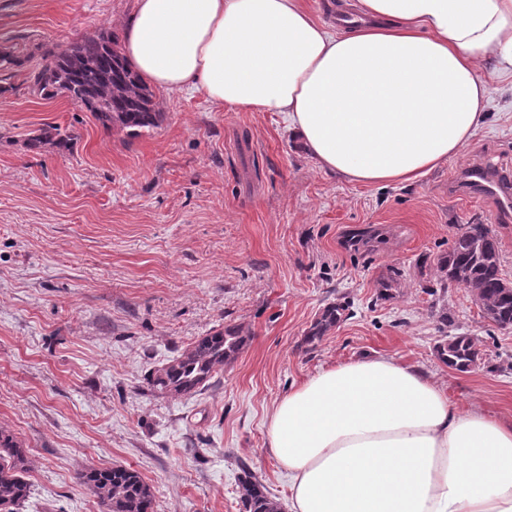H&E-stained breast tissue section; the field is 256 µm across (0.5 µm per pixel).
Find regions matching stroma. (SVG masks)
Here are the masks:
<instances>
[{"label":"stroma","mask_w":512,"mask_h":512,"mask_svg":"<svg viewBox=\"0 0 512 512\" xmlns=\"http://www.w3.org/2000/svg\"><path fill=\"white\" fill-rule=\"evenodd\" d=\"M133 0H0V50L24 57L0 94V428L27 451L21 512H101L88 468L122 465L155 512H240L250 470L280 503L288 476L266 418L295 383L374 353L425 370L460 406L512 416V327L470 289L441 286L438 257L489 225L512 283V220L466 187L467 169L512 174V77L481 64L485 124L448 162L407 184L325 173L274 112L156 91L163 120L135 137L103 130L70 98L31 94L50 49L122 33ZM58 126L70 149H31ZM332 302L345 317L304 338ZM242 327L247 344L190 398L152 373L200 336ZM467 334L476 366L437 348Z\"/></svg>","instance_id":"1"}]
</instances>
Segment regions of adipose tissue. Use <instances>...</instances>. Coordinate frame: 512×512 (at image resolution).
Here are the masks:
<instances>
[{
	"label": "adipose tissue",
	"instance_id": "ef3b65f1",
	"mask_svg": "<svg viewBox=\"0 0 512 512\" xmlns=\"http://www.w3.org/2000/svg\"><path fill=\"white\" fill-rule=\"evenodd\" d=\"M333 30L302 0H135L124 54L143 81L279 113L323 170L417 180L487 116L478 66L512 76V0H356ZM289 512H512V421L372 355L323 368L267 415Z\"/></svg>",
	"mask_w": 512,
	"mask_h": 512
}]
</instances>
